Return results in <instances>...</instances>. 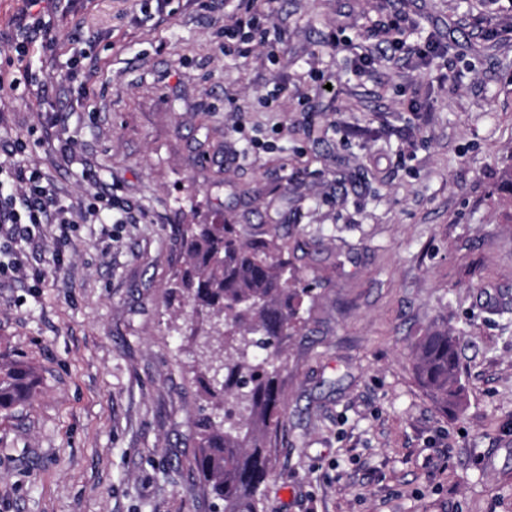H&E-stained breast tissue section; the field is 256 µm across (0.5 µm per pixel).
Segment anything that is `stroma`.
<instances>
[{
    "label": "stroma",
    "instance_id": "obj_1",
    "mask_svg": "<svg viewBox=\"0 0 512 512\" xmlns=\"http://www.w3.org/2000/svg\"><path fill=\"white\" fill-rule=\"evenodd\" d=\"M239 0H77L35 100L0 96V162L65 202L111 191L131 224H73L0 279V366L37 377L0 410V512H220L190 467L206 401L205 317L171 296L182 224L277 234L315 285L283 344L269 512H512V8L506 0H262L267 45L223 52ZM402 15L447 55L407 67L377 34ZM340 48H333V41ZM96 54L91 81L70 50ZM377 57L356 74L360 53ZM334 91H317L313 71ZM283 93L273 106L264 98ZM98 184L82 177L85 164ZM459 339L463 409L418 386L412 348Z\"/></svg>",
    "mask_w": 512,
    "mask_h": 512
}]
</instances>
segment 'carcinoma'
<instances>
[{
  "mask_svg": "<svg viewBox=\"0 0 512 512\" xmlns=\"http://www.w3.org/2000/svg\"><path fill=\"white\" fill-rule=\"evenodd\" d=\"M179 234L187 262L175 276L174 293L192 312L209 313L210 335L224 339V347L206 348L213 376L224 371L226 382L205 392L218 404L241 408L219 422L198 418L193 465L204 488L224 502V512H267L262 486L272 470L268 437L284 412L277 362L284 340L302 327V305L313 288L289 267L286 243L277 236L247 243L234 224H183ZM252 347L266 351L263 362H249ZM414 358L417 381L437 406L460 410L457 338L448 326L420 337ZM34 388L33 372L24 364L0 368V409L28 400Z\"/></svg>",
  "mask_w": 512,
  "mask_h": 512,
  "instance_id": "cac0c4a2",
  "label": "carcinoma"
}]
</instances>
